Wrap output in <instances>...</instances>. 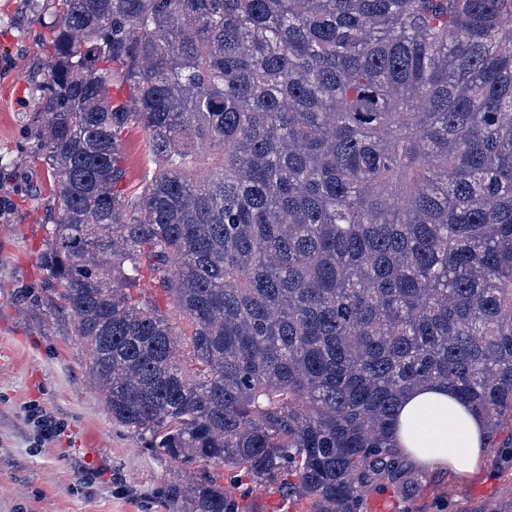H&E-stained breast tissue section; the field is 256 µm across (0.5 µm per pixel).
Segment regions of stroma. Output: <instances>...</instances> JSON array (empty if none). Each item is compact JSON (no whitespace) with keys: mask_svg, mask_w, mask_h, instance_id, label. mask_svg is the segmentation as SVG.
I'll use <instances>...</instances> for the list:
<instances>
[{"mask_svg":"<svg viewBox=\"0 0 512 512\" xmlns=\"http://www.w3.org/2000/svg\"><path fill=\"white\" fill-rule=\"evenodd\" d=\"M49 0H0V158L14 177L0 189V512H171L178 478L168 459L113 424L87 377L89 354L71 320L41 299L40 264L50 214L47 172L27 151L26 116L35 107L27 78L45 59ZM125 184L139 192L155 170L149 137L129 132ZM59 426L44 437L31 415ZM243 512H308L281 486L254 490ZM362 512H512V457L487 449L463 479L446 466L402 460L396 478L365 497Z\"/></svg>","mask_w":512,"mask_h":512,"instance_id":"1","label":"stroma"}]
</instances>
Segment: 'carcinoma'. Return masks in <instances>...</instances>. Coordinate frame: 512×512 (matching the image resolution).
Wrapping results in <instances>:
<instances>
[{
  "label": "carcinoma",
  "instance_id": "obj_1",
  "mask_svg": "<svg viewBox=\"0 0 512 512\" xmlns=\"http://www.w3.org/2000/svg\"><path fill=\"white\" fill-rule=\"evenodd\" d=\"M52 7L27 119L45 291L113 422L183 467L292 476L310 512L400 473L419 385L512 448V0ZM133 127L157 170L130 201ZM143 266L190 321L187 365ZM169 497L242 512L215 475Z\"/></svg>",
  "mask_w": 512,
  "mask_h": 512
}]
</instances>
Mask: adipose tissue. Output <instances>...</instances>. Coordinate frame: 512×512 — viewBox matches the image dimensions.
I'll use <instances>...</instances> for the list:
<instances>
[{
  "label": "adipose tissue",
  "instance_id": "ef3b65f1",
  "mask_svg": "<svg viewBox=\"0 0 512 512\" xmlns=\"http://www.w3.org/2000/svg\"><path fill=\"white\" fill-rule=\"evenodd\" d=\"M393 443L417 466H448L467 476L481 464L487 439L483 422L451 388L428 384L400 400Z\"/></svg>",
  "mask_w": 512,
  "mask_h": 512
}]
</instances>
